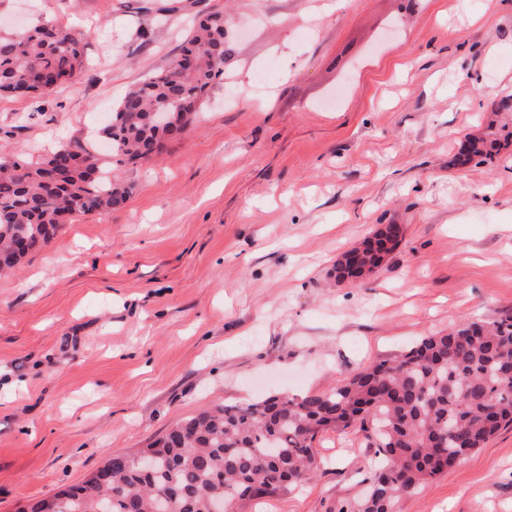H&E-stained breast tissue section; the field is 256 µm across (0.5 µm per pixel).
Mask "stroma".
<instances>
[{"mask_svg":"<svg viewBox=\"0 0 512 512\" xmlns=\"http://www.w3.org/2000/svg\"><path fill=\"white\" fill-rule=\"evenodd\" d=\"M224 15V77L182 138L119 167L126 205L82 215L0 277V512L81 484L177 421L272 394L331 391L463 320L512 316V0H0V18L83 38L47 98L0 95V153L112 154L124 93ZM150 41L138 38L139 29ZM385 224L373 274L334 264ZM302 488L237 512H340L378 450L319 435ZM396 512H512V427Z\"/></svg>","mask_w":512,"mask_h":512,"instance_id":"obj_1","label":"stroma"}]
</instances>
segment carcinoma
I'll return each instance as SVG.
<instances>
[{
  "label": "carcinoma",
  "instance_id": "1",
  "mask_svg": "<svg viewBox=\"0 0 512 512\" xmlns=\"http://www.w3.org/2000/svg\"><path fill=\"white\" fill-rule=\"evenodd\" d=\"M83 39L48 22L0 33V92L48 97L83 64ZM224 15L202 19L168 68L143 79L116 105L102 134L112 161L82 147L53 155L54 186L40 163L0 156V253L21 239L27 251L47 245L61 216L68 219L126 204L130 187L112 163L137 164L163 146L168 131L151 112H196L206 90L223 78ZM495 143L468 142L463 164L490 154ZM512 425V317L463 321L422 337L399 355L346 377L333 390L300 399L270 395L244 405L217 406L175 424L150 448L151 468L129 455L107 463L109 479H88L63 491L65 512H218V503L262 498L304 485L319 462L317 436L357 428L382 454L366 494L346 512H395L464 455Z\"/></svg>",
  "mask_w": 512,
  "mask_h": 512
}]
</instances>
